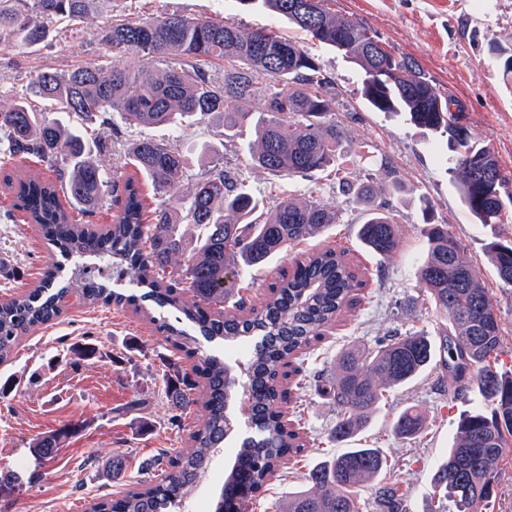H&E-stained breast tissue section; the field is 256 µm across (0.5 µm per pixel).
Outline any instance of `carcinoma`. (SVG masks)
<instances>
[{"mask_svg": "<svg viewBox=\"0 0 512 512\" xmlns=\"http://www.w3.org/2000/svg\"><path fill=\"white\" fill-rule=\"evenodd\" d=\"M92 0H0V35L27 47L46 41L45 20L66 23L69 31L91 11ZM127 0H113L112 22L99 41L110 54L66 74L43 71L0 110V159L35 156L58 172L59 183L19 181L18 198L32 224L43 227L49 241L82 262L68 279L48 270L41 284L25 295L0 303V364L10 361L22 338L62 313L65 299L77 292L87 305L131 306L149 315L143 304L178 311L205 339L240 342L255 336L243 368L228 373L224 361L191 347L188 331L164 324L165 341L197 358L195 374L205 379L201 399L205 416L189 435V446L168 460L170 470L157 483L137 482L118 497L102 496L86 512H173L188 499L198 477L209 468L217 449L232 431L227 410L236 397L246 408L245 436L224 480L214 512H245L289 453L304 447L300 432L279 419V404L288 394L282 368L298 356L356 302L360 286L345 254L334 249L311 253L293 275L271 288L262 304L247 314L221 312L210 317L202 306H219L233 297L249 268L261 267L337 223V214L315 194L303 200L278 199L259 209L244 181L224 169L220 156L196 184L188 202H161L147 223L138 177L157 193L170 192L187 172L188 161L169 140L143 138L127 152L133 175H107L91 158L112 151L109 142L89 146L66 128L57 115L83 128L112 126L119 113L130 126L176 127L185 119L224 115V140L235 141L246 123H254L258 149L255 165L277 177H311L336 171L338 191L365 207L361 243L378 255L397 245L400 183L390 161L380 170L389 191L379 195L358 182L356 172L336 162L343 131L331 119L332 80L319 61L273 28L244 30L212 17L171 13L159 19L131 22L121 18ZM261 10L305 31L321 45H346L344 53L362 73V95L379 112L408 115L409 120L444 139L456 153L452 176L462 203L478 224H500L512 211V172L505 170L490 147L460 121L459 101L441 92L411 56L388 49L367 24L336 14L334 0H252ZM134 53L152 62L120 66L112 58ZM224 63V80L208 70ZM265 85L259 114L248 111L256 79ZM65 195L87 211L105 201L118 208L105 228L75 224L60 201ZM198 230L189 244L182 224ZM425 257L419 282L448 324L438 341L424 335L394 333L373 347L352 348L339 359V373L328 395L340 408L330 432L348 443L368 423L385 388L403 385L436 363L456 381L477 370L481 409L463 417L456 443L433 477L436 491L453 504V512H481L495 493L501 466L512 459V370L500 368L501 320L487 297L475 267L459 256V241L448 225L426 221ZM486 253L495 273L512 286V239L493 238ZM106 262L112 273L90 278L92 264ZM196 384L185 378L174 386L173 407L198 403ZM421 411L409 407L393 426L399 439H411L423 428ZM67 432L35 439L34 452L51 459L52 449ZM385 460L375 448H348L317 463L309 487L289 493L279 512H359V491L376 482L375 496L383 512H407L397 482L379 480Z\"/></svg>", "mask_w": 512, "mask_h": 512, "instance_id": "carcinoma-1", "label": "carcinoma"}]
</instances>
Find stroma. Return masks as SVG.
Listing matches in <instances>:
<instances>
[{"label": "stroma", "mask_w": 512, "mask_h": 512, "mask_svg": "<svg viewBox=\"0 0 512 512\" xmlns=\"http://www.w3.org/2000/svg\"><path fill=\"white\" fill-rule=\"evenodd\" d=\"M334 8L370 25L389 46L414 57L442 91L460 101L471 131L512 171V83L503 79L494 56L498 50L512 52V0H336ZM169 13L218 16L245 29L269 26L318 58L334 82L333 117L344 132L341 162H357L364 177L375 172V157L389 158L404 188L398 201L399 243L383 257L367 251L358 238L366 217L361 205L337 193L323 175L277 178L255 166L248 150L254 141L251 132H244L242 146L223 145L219 115L191 118L175 128L124 125L86 134L91 141H111V155L99 163L112 172L122 171L127 148L137 140L153 137L180 145L189 167L171 192L176 199L187 198L208 169L200 150L211 146L222 148L225 168L238 173L260 203L279 197L300 200L315 191L336 211V224L289 247L266 266L249 270L241 281V296L247 304H258L273 285L292 275L305 254L332 248L345 253L362 282L355 307L301 359L287 421L303 434L307 448L290 455L283 476L267 483L251 509L278 512L289 492L306 487L316 463L344 450L329 438L339 409L327 394V379L340 356L353 347L376 345L397 330L435 341L445 327V318L417 277L425 255L420 233L425 219L448 225L462 245L463 261L479 270L501 319V358L512 367V286L498 280L485 256L492 236L512 239V214L492 229L475 223L448 172L454 157L445 142L413 125L405 114L371 110L361 93L359 70L344 54L238 0H131L128 6L130 19L137 21ZM111 18L110 0H97L81 22L78 38L65 34L63 24L53 20L48 23L53 40L36 48L0 37V106L9 107L12 89L39 72L65 74L97 60L102 52L98 34ZM0 256L11 267L10 274L0 278V302L35 288L47 265L60 258L1 182ZM153 314L147 320L112 305L87 307L73 296L58 318L25 337L15 358L0 365V383L12 385L11 392L0 397V473L10 470L31 478L22 490L0 494V512H83L94 498L123 492L127 484L140 480H158L159 469L148 468V461L187 446L202 410H187L180 422H172L168 389L172 379L192 373L195 361L167 345L157 329L158 322H174L175 312L158 307ZM83 346L94 347V355H81ZM482 402L475 384L457 383L431 367L406 385L386 389L383 403L353 445L377 449L386 458V475L400 483L408 512H450L451 502L434 493L433 475L454 441L459 417ZM413 405L426 412L422 435L412 440L395 437L393 421ZM70 424L78 426V434L58 449L53 462L37 466L30 450L33 439ZM237 446V436L225 440L189 495L185 512H210ZM116 454L126 466L121 477L111 479L107 470Z\"/></svg>", "instance_id": "obj_1"}]
</instances>
